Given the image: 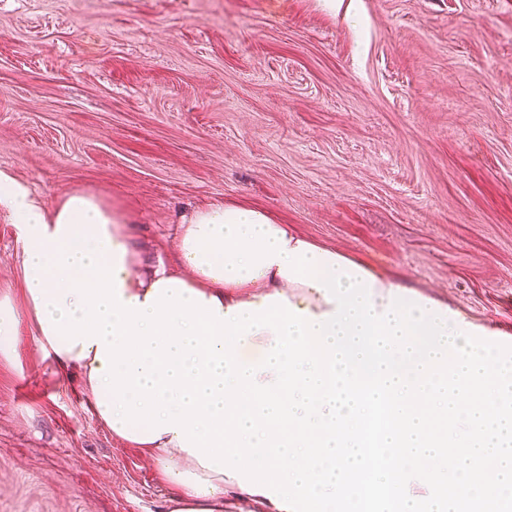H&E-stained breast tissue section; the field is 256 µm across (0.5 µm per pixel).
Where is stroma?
Listing matches in <instances>:
<instances>
[{"label":"stroma","mask_w":512,"mask_h":512,"mask_svg":"<svg viewBox=\"0 0 512 512\" xmlns=\"http://www.w3.org/2000/svg\"><path fill=\"white\" fill-rule=\"evenodd\" d=\"M0 170L89 190L146 254L184 209L275 223L512 342V0H0ZM0 209V298L24 309ZM22 317L0 354V512H168Z\"/></svg>","instance_id":"obj_1"}]
</instances>
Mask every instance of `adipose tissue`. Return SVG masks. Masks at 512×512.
I'll return each mask as SVG.
<instances>
[{"label":"adipose tissue","mask_w":512,"mask_h":512,"mask_svg":"<svg viewBox=\"0 0 512 512\" xmlns=\"http://www.w3.org/2000/svg\"><path fill=\"white\" fill-rule=\"evenodd\" d=\"M0 208L10 213L19 231L26 302V310L21 313L10 301L0 300V352L4 354L12 348L22 315H29L34 320L44 317V306L51 301L58 302L65 310L75 309L80 304L78 297L68 291L66 275L56 269L48 274L32 269L34 262L56 256L57 242H49L44 236L48 230L58 232V242H66L67 252L71 255L76 252L71 244L75 235L86 236L91 243L97 238L109 237L112 248L106 254L107 262L120 264V278L124 282L121 293L127 301L146 298L156 282L178 279L205 297L218 298L226 308L246 302L259 306L265 296L278 293L290 300L294 307L309 310L315 316L337 310L335 304L326 301L322 292L288 281L276 264L262 268L257 278L243 282L229 281L226 271L218 269L212 275H204L201 267L192 262L193 246L196 236L206 233L208 221L219 223L234 218V209L221 203L185 214L177 227L171 257L154 264L143 260L132 243L126 230L125 212L106 203L97 194L86 192L81 202L67 205L60 201L49 210L31 196L27 188L0 171ZM38 345L52 357L58 369L79 372L92 401L116 407L115 398L100 381L90 376L92 370L101 368V360L83 357L81 348L69 347L52 332L39 336ZM135 436L155 459L166 482L176 490L170 512H224V488L230 482L228 476L203 468L194 456L181 449L176 433H161L152 442L143 430H136Z\"/></svg>","instance_id":"1"}]
</instances>
